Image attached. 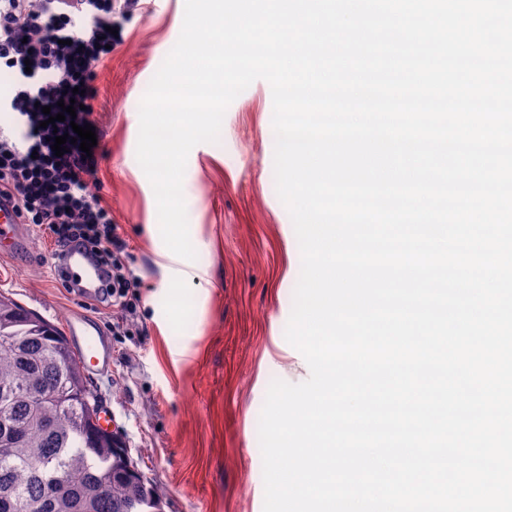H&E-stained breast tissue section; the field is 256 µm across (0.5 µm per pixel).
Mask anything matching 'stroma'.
Returning a JSON list of instances; mask_svg holds the SVG:
<instances>
[{"mask_svg": "<svg viewBox=\"0 0 512 512\" xmlns=\"http://www.w3.org/2000/svg\"><path fill=\"white\" fill-rule=\"evenodd\" d=\"M184 0H139L115 16L91 119L90 184L112 207L127 248L131 311L85 306L54 271L51 239L0 256V294L59 326L89 311L107 328L112 367L92 376L101 420L165 492L164 512H263L258 424L269 384L306 381L285 338L301 270L275 184L270 84L255 80L227 108L220 139L193 147L183 178L195 259L164 244L153 188L136 159L139 106L183 24ZM189 270L193 287L173 269Z\"/></svg>", "mask_w": 512, "mask_h": 512, "instance_id": "stroma-1", "label": "stroma"}]
</instances>
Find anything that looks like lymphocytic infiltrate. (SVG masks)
I'll return each instance as SVG.
<instances>
[{"mask_svg": "<svg viewBox=\"0 0 512 512\" xmlns=\"http://www.w3.org/2000/svg\"><path fill=\"white\" fill-rule=\"evenodd\" d=\"M112 10L113 0H0V67L15 76L6 108L21 131L0 134V200L13 202L23 223L45 226L56 258L75 246L92 254L104 272L101 303L125 310V244L111 207L89 188L96 160L75 144L55 155L51 144L54 134L88 121L96 68L113 40ZM78 85L83 93L76 96ZM70 98L75 121L44 126L46 113H59V101Z\"/></svg>", "mask_w": 512, "mask_h": 512, "instance_id": "lymphocytic-infiltrate-1", "label": "lymphocytic infiltrate"}]
</instances>
